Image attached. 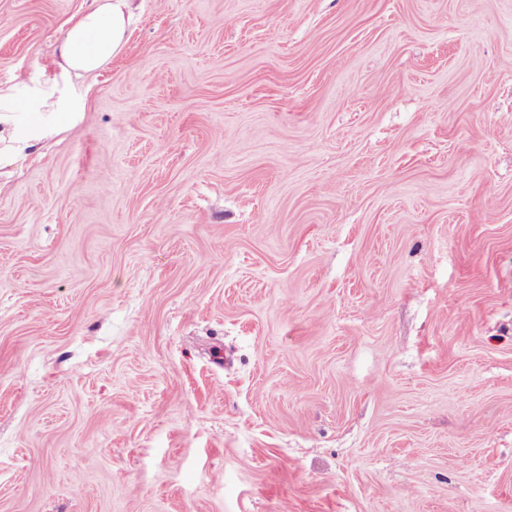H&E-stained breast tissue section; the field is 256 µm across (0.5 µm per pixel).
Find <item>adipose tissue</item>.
<instances>
[{"label":"adipose tissue","instance_id":"ef3b65f1","mask_svg":"<svg viewBox=\"0 0 512 512\" xmlns=\"http://www.w3.org/2000/svg\"><path fill=\"white\" fill-rule=\"evenodd\" d=\"M132 21L131 0H91L60 38L51 77L26 79L21 94L12 86L0 88V163L77 123L86 106L78 81L123 50ZM20 111L27 121H17Z\"/></svg>","mask_w":512,"mask_h":512}]
</instances>
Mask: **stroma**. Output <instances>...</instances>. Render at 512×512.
<instances>
[{"label":"stroma","mask_w":512,"mask_h":512,"mask_svg":"<svg viewBox=\"0 0 512 512\" xmlns=\"http://www.w3.org/2000/svg\"><path fill=\"white\" fill-rule=\"evenodd\" d=\"M135 5L0 167V512H512V0Z\"/></svg>","instance_id":"obj_1"}]
</instances>
